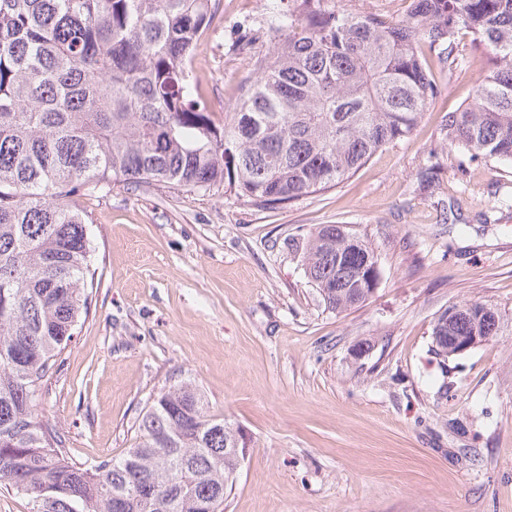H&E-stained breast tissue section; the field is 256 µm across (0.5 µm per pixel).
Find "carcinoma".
Returning a JSON list of instances; mask_svg holds the SVG:
<instances>
[{
    "label": "carcinoma",
    "instance_id": "1",
    "mask_svg": "<svg viewBox=\"0 0 512 512\" xmlns=\"http://www.w3.org/2000/svg\"><path fill=\"white\" fill-rule=\"evenodd\" d=\"M219 0H0V488L32 512H224L238 462L232 435L192 383L158 394L127 453L88 467L39 418L43 378L88 311L90 239L72 205L114 180L224 185L277 209L334 187L406 138L436 94L426 48L460 68L467 31L488 57L471 99L444 116L440 149L512 163V0H411L407 15L344 0H267L271 51L223 122L193 68ZM303 262L326 308L372 294L378 256L333 225ZM479 311L450 336L487 341Z\"/></svg>",
    "mask_w": 512,
    "mask_h": 512
}]
</instances>
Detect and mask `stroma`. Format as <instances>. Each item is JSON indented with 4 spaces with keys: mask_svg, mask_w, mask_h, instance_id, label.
<instances>
[{
    "mask_svg": "<svg viewBox=\"0 0 512 512\" xmlns=\"http://www.w3.org/2000/svg\"><path fill=\"white\" fill-rule=\"evenodd\" d=\"M266 0H221L197 54L216 120L235 111L272 32L242 26ZM428 64L437 94L412 134L352 177L281 209L225 193L112 182L76 199L90 220L91 310L46 377L40 418L71 458L134 447L138 421L184 381L247 434L224 512H512V164L450 165L443 116L487 60ZM433 182L418 173L429 159ZM323 224L367 236L379 284L325 309L296 246ZM479 300L506 321L460 356L432 350L449 307Z\"/></svg>",
    "mask_w": 512,
    "mask_h": 512,
    "instance_id": "obj_1",
    "label": "stroma"
}]
</instances>
